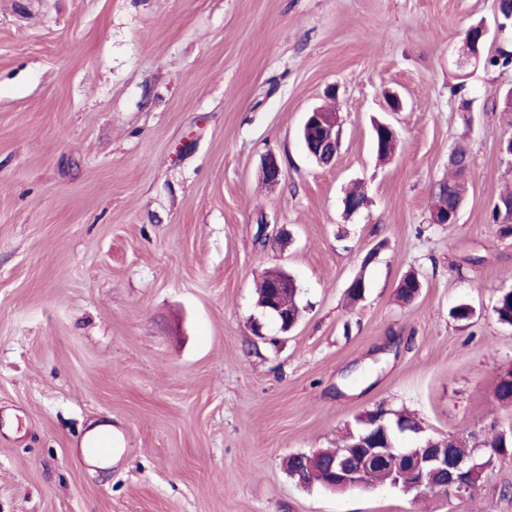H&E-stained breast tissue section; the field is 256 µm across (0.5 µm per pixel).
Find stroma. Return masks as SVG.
Instances as JSON below:
<instances>
[{
	"label": "stroma",
	"instance_id": "1",
	"mask_svg": "<svg viewBox=\"0 0 512 512\" xmlns=\"http://www.w3.org/2000/svg\"><path fill=\"white\" fill-rule=\"evenodd\" d=\"M497 0H0V512H512V456L474 491L416 498L293 482L384 408L408 448L512 429V191L494 104L512 66L456 89L466 30ZM399 92L403 112H386ZM340 116L335 161L299 137ZM399 132L379 160L375 122ZM466 148L458 223L431 191ZM275 155L284 175L265 183ZM364 206L346 214L351 188ZM292 275L277 336L256 305ZM422 282L397 297L407 273ZM363 277L365 295L346 291ZM470 305L469 319L452 317ZM261 331H254V321ZM97 425L119 450L81 448ZM336 123H338L337 114L327 115L321 108H317L308 113L302 129L304 140L305 130L314 124H320L324 129L323 136L318 143L309 145L307 140L316 139L320 135V126H312L307 130L305 147L312 159L321 166L330 165L336 158L338 147L336 145ZM281 276L282 274L280 271H270L267 273L260 285V288L258 289L257 302L259 304H265L268 302L271 293L270 286L273 281ZM277 287L278 289L288 288V291L281 293L277 297V305L282 308H286L288 312H292L293 314L288 315V313L284 312L282 308L275 307L276 304L272 301H269L266 307L272 310L270 318L277 325L279 332L286 333L291 330L298 321V315H294L299 312L295 299L297 288L292 286L291 283H288V276L280 279L277 283Z\"/></svg>",
	"mask_w": 512,
	"mask_h": 512
}]
</instances>
